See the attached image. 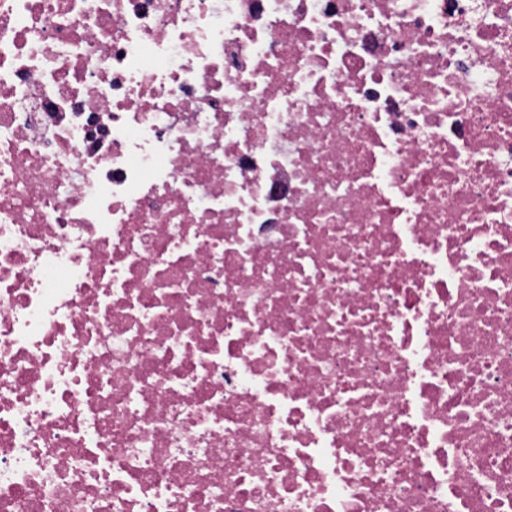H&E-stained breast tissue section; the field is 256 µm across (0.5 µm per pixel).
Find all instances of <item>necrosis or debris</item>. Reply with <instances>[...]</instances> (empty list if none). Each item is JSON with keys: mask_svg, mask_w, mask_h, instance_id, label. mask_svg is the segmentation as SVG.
Instances as JSON below:
<instances>
[{"mask_svg": "<svg viewBox=\"0 0 512 512\" xmlns=\"http://www.w3.org/2000/svg\"><path fill=\"white\" fill-rule=\"evenodd\" d=\"M0 512H512V0H0Z\"/></svg>", "mask_w": 512, "mask_h": 512, "instance_id": "obj_1", "label": "necrosis or debris"}]
</instances>
